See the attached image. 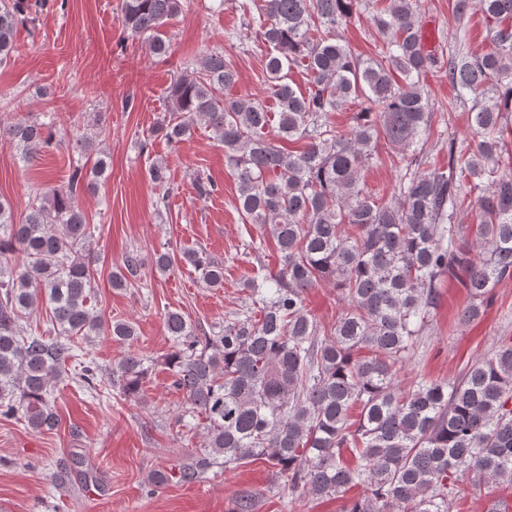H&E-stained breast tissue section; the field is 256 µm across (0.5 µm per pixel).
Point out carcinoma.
Instances as JSON below:
<instances>
[{
	"label": "carcinoma",
	"mask_w": 512,
	"mask_h": 512,
	"mask_svg": "<svg viewBox=\"0 0 512 512\" xmlns=\"http://www.w3.org/2000/svg\"><path fill=\"white\" fill-rule=\"evenodd\" d=\"M370 0H238L246 29L267 47L265 68L278 111L256 98L224 96L238 79L229 55L199 56L192 71L167 89L172 118L156 132L177 145L200 120L224 146L236 171V210L274 239L281 267L260 280L246 278L248 301L207 331L179 312L165 314L174 345L163 359L171 386L189 416H202L203 447L148 483L161 487L203 481L214 469L266 460L300 498L343 499L342 512H450L464 493L460 478L512 485V339L471 364L454 381L420 379L409 390L398 373L428 323L444 278L467 288L464 323L479 319L489 289L512 276V172L498 153L512 115V0H476L494 49L456 51L442 63L425 51L417 0H388L372 16L383 41L362 58L339 30ZM49 0H0V65L16 51L15 31L33 23ZM193 0H119L128 36L165 58L164 27ZM448 78L455 102H472L468 144L448 135V162L428 160L424 145L434 113L424 92L431 68ZM303 67L306 91L289 73ZM357 104L347 130L331 114ZM24 159L50 147L52 127L36 118L0 122ZM305 140L293 152L285 143ZM398 149L402 175L391 197L379 199L361 170L379 140ZM76 147L98 158L88 173L72 170L67 184L41 195L17 219L0 199V417L51 431L58 417L51 388L74 357L72 338L99 335L102 320L87 306L92 259L83 252L91 227L77 195L107 168L105 153L80 136ZM160 188L156 209H168L174 187L163 162L149 165ZM206 200L218 185L194 179ZM477 222L463 225L465 205ZM190 265L210 288L224 286V265L197 249L162 252L155 267ZM139 259L131 252L112 272V287L128 286ZM321 283L336 288L341 312L327 331L310 314L306 293ZM44 304L56 337L23 333L27 311ZM111 335L131 340L130 321ZM151 365L129 353L104 378L86 362L80 380L108 383L124 396L138 393ZM355 462L350 464L344 453ZM357 496H347L353 489Z\"/></svg>",
	"instance_id": "carcinoma-1"
}]
</instances>
